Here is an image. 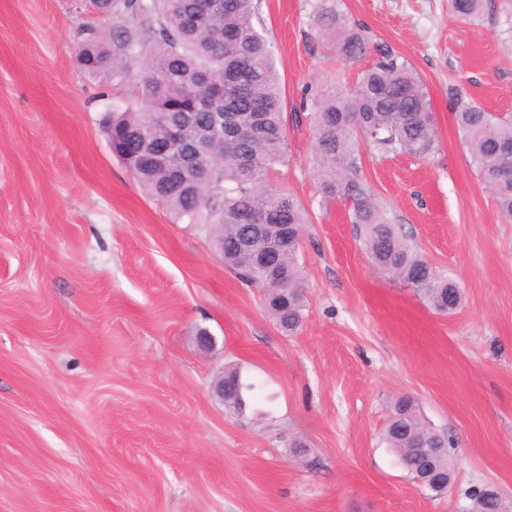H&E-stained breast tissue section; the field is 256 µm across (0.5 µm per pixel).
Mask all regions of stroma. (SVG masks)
I'll use <instances>...</instances> for the list:
<instances>
[{
	"mask_svg": "<svg viewBox=\"0 0 512 512\" xmlns=\"http://www.w3.org/2000/svg\"><path fill=\"white\" fill-rule=\"evenodd\" d=\"M315 4L254 0L284 96L276 182L311 219L303 319L287 333L212 237L113 157L110 82L76 59L95 21L85 0H0V512H468L489 484L512 504V223L448 103L454 84L512 113V0L473 22L448 0H344L429 95L436 152L366 145L363 174L461 289L446 316L373 266L345 202L320 201L301 93L350 67L324 55ZM228 368L251 386L240 411L213 392ZM403 394L453 442L446 497L409 480L386 442Z\"/></svg>",
	"mask_w": 512,
	"mask_h": 512,
	"instance_id": "35a3bbf8",
	"label": "stroma"
}]
</instances>
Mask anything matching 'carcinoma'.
<instances>
[{
    "mask_svg": "<svg viewBox=\"0 0 512 512\" xmlns=\"http://www.w3.org/2000/svg\"><path fill=\"white\" fill-rule=\"evenodd\" d=\"M341 0H317L313 28L331 54L351 64L370 60L352 87H305L301 106L313 131L321 200H343L361 227L366 252L378 270L410 288L438 314H448L455 284L435 276L397 224L376 203L362 174L361 142L384 152L426 158L437 132L424 84L411 63L369 30L349 21ZM487 0H449L464 20L482 14ZM112 4V9L105 5ZM112 12L105 34L90 27L77 60L91 75H105L131 103L103 120L105 136L121 142L113 153L144 192L176 224L224 231V267L264 290L265 306L284 331L297 329L305 297L300 286V243L307 209L273 177L288 165L280 78L264 33L254 24V0H101ZM448 101L481 182L512 222V118L487 111L448 89ZM224 113V124L213 117ZM181 143L153 159L169 136ZM239 372H224V405L243 406ZM386 440L410 478L430 466L452 476L451 439L419 418L414 401L393 404ZM469 512H503L500 492L469 493Z\"/></svg>",
    "mask_w": 512,
    "mask_h": 512,
    "instance_id": "carcinoma-1",
    "label": "carcinoma"
}]
</instances>
